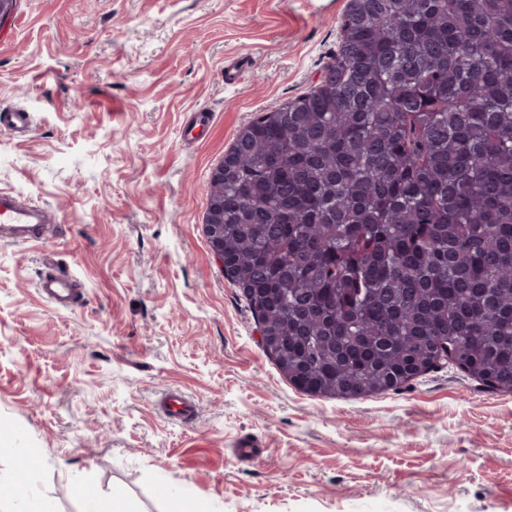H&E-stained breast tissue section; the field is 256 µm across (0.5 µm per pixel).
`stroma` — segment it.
Segmentation results:
<instances>
[{"instance_id":"stroma-1","label":"stroma","mask_w":512,"mask_h":512,"mask_svg":"<svg viewBox=\"0 0 512 512\" xmlns=\"http://www.w3.org/2000/svg\"><path fill=\"white\" fill-rule=\"evenodd\" d=\"M349 0H18L0 26V193L55 212L0 241V512H512V392L450 363L337 400L288 382L204 228L238 133L312 90ZM244 57L236 83L224 63ZM80 283L67 309L41 279ZM176 389L197 406L172 420ZM256 442L249 457L239 442ZM33 119L30 112L17 108L8 112L0 111V126L20 134L29 132L32 127Z\"/></svg>"}]
</instances>
